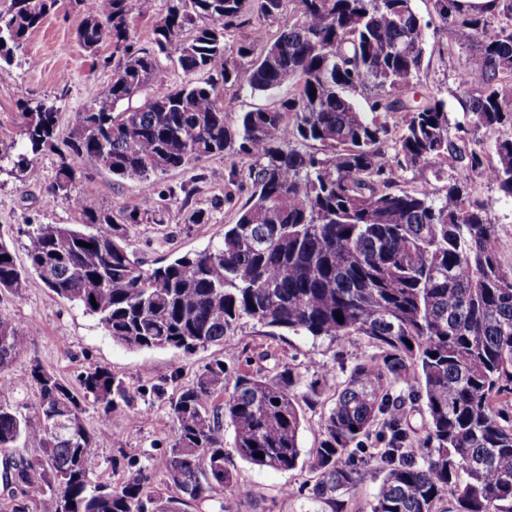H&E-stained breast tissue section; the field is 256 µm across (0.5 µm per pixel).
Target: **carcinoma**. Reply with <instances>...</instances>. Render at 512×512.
<instances>
[{
    "instance_id": "carcinoma-1",
    "label": "carcinoma",
    "mask_w": 512,
    "mask_h": 512,
    "mask_svg": "<svg viewBox=\"0 0 512 512\" xmlns=\"http://www.w3.org/2000/svg\"><path fill=\"white\" fill-rule=\"evenodd\" d=\"M74 2L79 44L92 55L110 47L117 59L111 82L76 113L49 188V200L67 201L83 223L28 227L26 270L0 240V290L21 294L32 271L97 316L114 342L139 350L192 353L224 344L244 323L270 336L361 341L369 350L354 354L334 388L322 439L304 462L315 475L302 489L309 512H349L341 493L370 472L379 476L370 512H439L447 497L456 512H512V264L497 256L498 224L468 191L485 178L512 199V0L489 13L433 0L440 27L468 51L457 78L463 118L453 123L445 100L413 95L431 23L412 0H295L288 19L287 0H168L151 51L131 31L155 0ZM57 3L10 0L0 10V63L12 64ZM252 19V37L229 50L231 29ZM280 19L279 35L267 37L263 23ZM173 67L184 75L174 86ZM286 84L287 99L237 116L222 95L228 85L267 94ZM148 88L155 93L142 96ZM22 118L25 142L0 151V162L34 178L28 153L53 146L58 112L38 103ZM481 131L497 134L494 163ZM215 155L254 159L253 192L220 244L152 269L123 228L139 215L91 210L90 186L75 190L76 159L150 189L157 175ZM422 170L440 186L398 184L399 173ZM25 340L24 327L0 315L1 378ZM268 357L273 372L251 370L249 356L232 373L221 359L206 364L167 398L163 487L139 470L110 489L93 479L92 464L111 437L89 431L82 414L89 400L109 415L123 408V382L95 366L73 388L30 361L32 410L15 404L10 381L0 383V449L36 450L17 454L0 512H227L230 498L250 503L226 465L224 426L242 459L294 470L298 398L315 403L329 391L325 374L309 378L287 355ZM420 404L427 420L416 427ZM51 411L76 427L49 443Z\"/></svg>"
}]
</instances>
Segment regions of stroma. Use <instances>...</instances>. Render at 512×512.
I'll return each instance as SVG.
<instances>
[{
	"mask_svg": "<svg viewBox=\"0 0 512 512\" xmlns=\"http://www.w3.org/2000/svg\"><path fill=\"white\" fill-rule=\"evenodd\" d=\"M81 21L82 15L74 9L72 0H60L57 11L31 33L23 57L0 68V146L18 139L21 112L25 106L39 102L58 110L55 141L63 143L76 113L89 106L110 82L112 68L104 60L111 51L104 48L99 58L90 57L76 40ZM437 40L443 50L430 56L421 75L420 91L446 98L448 117L456 121L462 113L453 95L464 55L451 46L447 32H439ZM58 162L57 151L41 152L35 158L39 170L35 179L12 163H0V240L14 248L19 266L27 264L22 232L28 225L79 221L78 212L66 201H46ZM251 163L246 156H213L196 168L159 175L149 191L139 181L112 176L94 162L79 160L75 166L82 181L93 182L96 187L88 199L92 209L159 213L160 223L128 227L137 257L144 267L151 268L221 241L225 225L235 223L238 209L252 193L246 177ZM233 169L241 173L235 182L229 179ZM470 191L485 203L499 225L495 243L499 259L512 263V200L504 198L491 182L479 178L471 182ZM1 314L26 327L23 358L9 373L14 384L13 399L19 406L30 407L36 402L35 388L24 379L26 362L31 358L71 382L82 371L101 366L125 384L131 396L125 414L108 415L91 401L83 413L88 429L116 437L115 442L96 449L94 454L95 479L111 486L135 469H152L158 453L168 445L171 422L164 401L156 398L153 387L160 385L174 392L191 384L199 370L216 359L232 370L249 356L253 367L272 369L273 360L258 358L265 350L286 352L312 374L329 368L340 383L346 378L353 351L345 341H315L287 331L268 336L263 328L250 326L224 345L191 355L176 349L129 350L113 343L95 316L58 298L33 274L28 276L22 294L0 293ZM224 441L227 464L239 482L250 488L255 512H306L303 498L285 499L280 492L286 486L297 488L311 482L307 469L282 472L254 465L232 448V430H225Z\"/></svg>",
	"mask_w": 512,
	"mask_h": 512,
	"instance_id": "1",
	"label": "stroma"
}]
</instances>
